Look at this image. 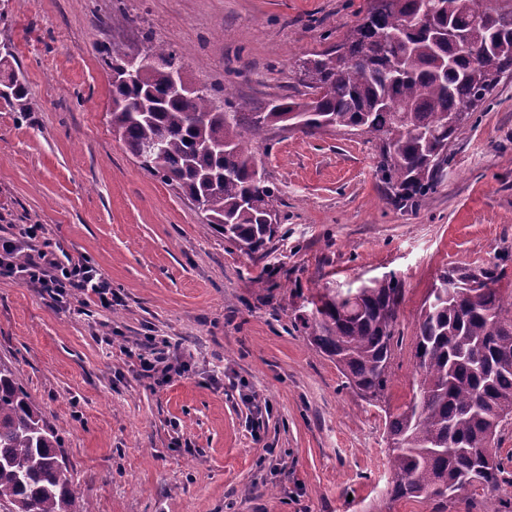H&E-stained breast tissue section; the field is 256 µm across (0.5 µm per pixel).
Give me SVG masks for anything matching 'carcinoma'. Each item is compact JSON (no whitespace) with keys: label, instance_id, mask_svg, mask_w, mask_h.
<instances>
[{"label":"carcinoma","instance_id":"1","mask_svg":"<svg viewBox=\"0 0 512 512\" xmlns=\"http://www.w3.org/2000/svg\"><path fill=\"white\" fill-rule=\"evenodd\" d=\"M471 35L474 50L438 32ZM153 63L112 97V128L133 156L159 141L142 169L182 189L206 224L247 254L268 248L281 229L280 196L258 169L249 142L269 128L299 123L306 132L357 131L376 143V171L390 202L422 204L448 167V144L489 91L512 75V0H373L364 21L340 48L303 60L312 99L275 100L265 112L246 102L217 105L206 83L176 97L172 72H185L183 54L148 45ZM136 54L104 48L108 68ZM4 101L27 111L25 86L8 75ZM485 281L488 286L472 288ZM494 271L443 273L422 307L413 339L416 392L386 419L392 500L454 503L463 492L468 512H507L487 493L512 486V465L496 448L512 419V293L496 287ZM400 279L390 274L360 288L323 293L300 317L309 341L331 360L347 387L379 400L399 345ZM61 442L39 405L0 360V512H75L79 488L66 476Z\"/></svg>","mask_w":512,"mask_h":512}]
</instances>
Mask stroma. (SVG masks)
<instances>
[{
    "mask_svg": "<svg viewBox=\"0 0 512 512\" xmlns=\"http://www.w3.org/2000/svg\"><path fill=\"white\" fill-rule=\"evenodd\" d=\"M371 0H0V60L28 109L0 100V226L48 238L109 280L110 309L56 304L0 275V360L59 436L76 512H436L387 495V414L413 395V336L438 276L493 268L512 291V76L449 147L436 192L391 204L376 147L345 131L270 130L252 149L283 234L246 254L112 130L101 50L163 43L192 82L264 110L311 99L298 59L339 43ZM403 282L390 383L369 403L301 326L325 289ZM179 344L163 385L126 349Z\"/></svg>",
    "mask_w": 512,
    "mask_h": 512,
    "instance_id": "obj_1",
    "label": "stroma"
}]
</instances>
